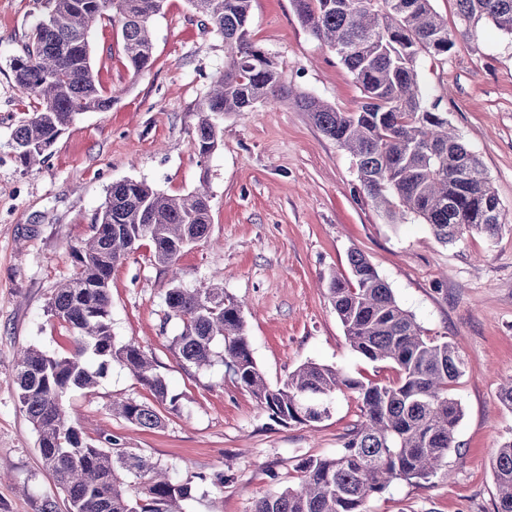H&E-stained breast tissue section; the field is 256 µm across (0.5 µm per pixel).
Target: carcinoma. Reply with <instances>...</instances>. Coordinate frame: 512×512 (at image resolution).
Segmentation results:
<instances>
[{
  "mask_svg": "<svg viewBox=\"0 0 512 512\" xmlns=\"http://www.w3.org/2000/svg\"><path fill=\"white\" fill-rule=\"evenodd\" d=\"M46 11L11 63L14 82L33 99L11 135L22 165L31 168L86 112H107L115 98L97 82L90 32L104 18L120 24L127 68L139 76L153 65L151 23L162 0H45ZM252 0H190L224 40V71L197 107L192 142L206 159L219 146L218 119L278 103L285 87L276 60L252 38ZM309 33L335 51L362 93L353 112L310 94L295 96L316 127L355 159L360 186L376 208L397 220L410 213L442 244L474 232L495 239L502 204L477 155L429 104L419 80L420 55L446 56L455 42L432 0H291ZM461 20L485 19L512 36V0H456ZM210 195L158 192L144 181L108 189L92 235L71 247L74 276L62 282L51 316L73 332V348L56 356L35 347L20 352L16 383L22 411L37 433L45 469L65 493L69 512H182L192 487L170 470L104 433L88 443L64 403L74 389L94 387L112 364L126 368L156 401L175 404L148 349L135 340L117 344L112 333V269L148 239L151 262L171 272L167 319L182 324L172 339L185 369L220 360L269 418L279 424L316 423L328 416L336 392L360 399L359 419L332 458H308L298 481L259 499L252 512H366L368 499L399 480L428 481L444 474L457 447L460 401L450 387L464 374L458 347L431 338L360 252L350 253L349 274L332 273L328 290L351 348L390 365L396 379L365 383L341 370L307 362L270 386L245 334L243 304L224 292V280L206 288L178 282L176 263L210 233ZM112 412L144 428H157V410L115 400ZM497 512H512V439L491 462ZM139 482L124 488L121 474Z\"/></svg>",
  "mask_w": 512,
  "mask_h": 512,
  "instance_id": "carcinoma-1",
  "label": "carcinoma"
}]
</instances>
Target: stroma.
Segmentation results:
<instances>
[{"label":"stroma","instance_id":"stroma-1","mask_svg":"<svg viewBox=\"0 0 512 512\" xmlns=\"http://www.w3.org/2000/svg\"><path fill=\"white\" fill-rule=\"evenodd\" d=\"M432 5L455 46L445 57L422 55L421 86L502 202L504 230L493 241L473 234L445 246L412 215L391 221L363 194L354 158L291 100L226 115L218 149L200 158L195 109L224 69V42L189 0H165L153 20L154 64L137 77L119 27L105 19L93 27L96 78L117 101L82 115L44 164L25 168L9 140L33 101L16 86L10 63L44 7L0 0V512H40L48 497L67 512L18 402L15 358L32 345L70 351L72 332L49 306L75 272L71 246L91 236L108 188L126 179L171 196L208 186L210 234L178 259L179 280L199 288L223 277L225 292L243 304L253 356L273 385L310 361L366 382L394 379L393 370L351 349L327 288L329 274L347 273L351 250L365 254L426 333L454 342L465 361L453 388L464 416L449 476L395 482L368 500V512H495L490 459L512 438V410L498 401L512 379V37L482 21L463 38L455 0ZM251 34L277 60L285 86L344 112L357 109L353 75L302 26L291 0H252ZM152 250L142 241L112 271V332L152 352L176 405L156 404L116 364L94 389L68 393L66 404L88 442L109 432L190 484L183 512H251L256 500L296 482L302 459L340 452L360 403L340 393L321 422L280 425L223 363L184 369L171 344L181 325L166 317L170 276L152 264ZM118 398L156 405L163 426L144 429L113 415ZM216 470L231 476L219 491L200 480Z\"/></svg>","mask_w":512,"mask_h":512}]
</instances>
